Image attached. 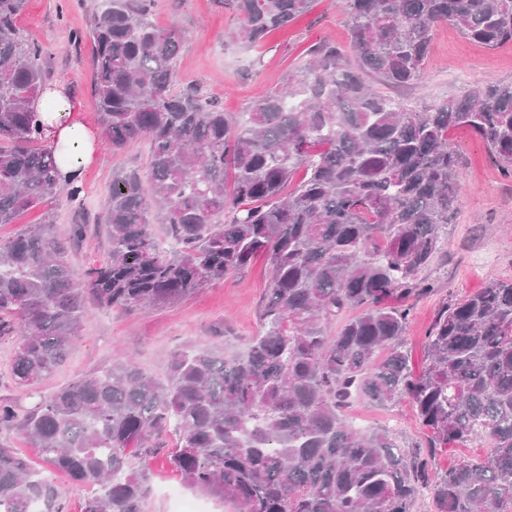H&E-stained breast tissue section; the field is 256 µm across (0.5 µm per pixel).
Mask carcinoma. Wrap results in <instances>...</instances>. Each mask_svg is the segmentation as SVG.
<instances>
[{
  "instance_id": "cac0c4a2",
  "label": "carcinoma",
  "mask_w": 512,
  "mask_h": 512,
  "mask_svg": "<svg viewBox=\"0 0 512 512\" xmlns=\"http://www.w3.org/2000/svg\"><path fill=\"white\" fill-rule=\"evenodd\" d=\"M314 0H224L233 37L256 45ZM354 62L323 42L239 120L199 90H173L184 30L159 27L152 0H104L84 30L91 106L114 152L146 139L145 173L112 174L100 218L110 261L78 280L59 233L30 224L0 239V336L17 337L10 377L32 387L66 355L93 308L177 302L247 267L271 272L261 331L244 353L186 345L165 381L112 362L0 426L25 435L54 470L93 488L82 512H144L148 475L128 449L169 436V463L191 487L243 512H512V281L490 279L444 302L415 374L403 349L409 308L428 293L456 210L460 172L448 132L465 127L512 171V81L413 112L368 86L420 81L441 24L495 47L512 42V0H349ZM26 0H0V225L83 186L61 183L31 101L45 89L43 48L18 25ZM305 175L297 184L298 169ZM174 248L157 245L156 225ZM361 313L336 328V321ZM386 358L375 362L378 351ZM407 399L431 447L477 444L429 480V454L349 423L355 402ZM0 512H62L60 493L0 439Z\"/></svg>"
}]
</instances>
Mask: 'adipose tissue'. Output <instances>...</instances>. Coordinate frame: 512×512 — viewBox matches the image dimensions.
I'll use <instances>...</instances> for the list:
<instances>
[{
	"instance_id": "1",
	"label": "adipose tissue",
	"mask_w": 512,
	"mask_h": 512,
	"mask_svg": "<svg viewBox=\"0 0 512 512\" xmlns=\"http://www.w3.org/2000/svg\"><path fill=\"white\" fill-rule=\"evenodd\" d=\"M32 108L44 125V138L52 149L61 178L83 177L95 161L98 136L79 119L65 86L53 84Z\"/></svg>"
}]
</instances>
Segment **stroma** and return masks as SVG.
Masks as SVG:
<instances>
[{
    "label": "stroma",
    "mask_w": 512,
    "mask_h": 512,
    "mask_svg": "<svg viewBox=\"0 0 512 512\" xmlns=\"http://www.w3.org/2000/svg\"><path fill=\"white\" fill-rule=\"evenodd\" d=\"M102 3L27 0L19 18L25 33L44 48L50 82L65 83L72 101L81 106L82 121L92 129L97 126L90 104L92 46L87 41L71 43L70 34L84 28L87 15ZM349 13L347 0H315L310 12L288 29L272 32L261 45L248 48L233 40L237 21L225 11L223 0H154L153 4L157 24L183 28L190 35L180 52L176 89L198 87L234 118L247 111L261 93L280 86L312 44L328 41L336 44L343 56H350ZM510 80L511 43L488 49L444 24L434 32L424 78L398 90L397 95L418 112L475 86ZM449 138L460 170L457 210L444 231L442 249L425 273L433 290L411 299L404 335L411 366L417 372L424 364L425 337L442 301L474 292L492 277L512 280V174L501 168L485 142L470 131L454 129ZM149 154L150 146L144 139L119 153L100 150L82 180V210H74L64 196L53 197L42 208L22 213L16 223L1 225L0 238L14 236L30 224L50 222L64 228L82 221L87 235L74 244L69 260L76 275L84 276L91 266L109 258L106 235L96 219L103 211L113 172L121 167H146ZM269 283V265L260 257L244 271L206 285L174 304L133 312L91 310L65 360L33 388L12 383L9 365L17 339L1 336L0 400L30 409L39 396L126 357L159 377L169 355L188 343L217 345L229 355L242 353L260 330L258 309ZM347 414L358 427L395 432L409 447L426 440L406 400L386 408L355 403ZM130 454L150 475L144 512H176L181 497L197 502L202 512H240L237 503L186 488L167 463L165 449L145 455L134 448Z\"/></svg>",
    "instance_id": "obj_1"
}]
</instances>
